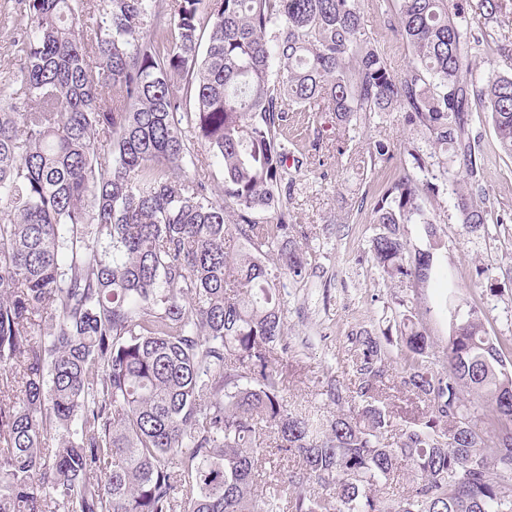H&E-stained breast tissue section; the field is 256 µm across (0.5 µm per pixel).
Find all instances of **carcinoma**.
<instances>
[{
	"label": "carcinoma",
	"mask_w": 512,
	"mask_h": 512,
	"mask_svg": "<svg viewBox=\"0 0 512 512\" xmlns=\"http://www.w3.org/2000/svg\"><path fill=\"white\" fill-rule=\"evenodd\" d=\"M21 4L20 87L0 90V376L20 385L0 389V512H512V362L481 309L455 319L443 371L424 323L398 313L403 384L428 401L401 428L379 400L389 330L355 337L330 419L288 411L281 367L287 289L314 276L283 202L289 112L346 129L399 111L420 130L360 163L399 159L373 263L386 283L426 282L447 245L423 200L454 195L469 233L512 223L472 131L487 118L512 157V76L482 85L470 67L502 52L492 34L448 0H397L398 76L358 0ZM215 163L220 189L189 176ZM464 387L485 398L483 430ZM270 444L293 465L261 484ZM401 468L406 492L377 494Z\"/></svg>",
	"instance_id": "carcinoma-1"
}]
</instances>
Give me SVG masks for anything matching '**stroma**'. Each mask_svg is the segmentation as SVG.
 Instances as JSON below:
<instances>
[{"mask_svg": "<svg viewBox=\"0 0 512 512\" xmlns=\"http://www.w3.org/2000/svg\"><path fill=\"white\" fill-rule=\"evenodd\" d=\"M381 0H359L365 32L377 40L392 70L403 73L410 53L389 25ZM488 158V187L497 210L512 214V157L498 152L491 123L477 121ZM341 132L331 112L293 114L288 136L294 143L289 169L296 186L288 201L295 223L308 227L310 237H295L296 247L316 269L309 288L290 289L285 305L288 387L284 398L290 412L313 417L329 415L322 390L328 378L348 384V358L354 333L389 330L388 377L382 399L397 425H405L425 408L424 399L402 383L403 355L398 308L416 313L430 335L432 367L444 369L443 351L451 333L452 309L479 307L490 336L512 359V223L489 237L467 235L459 224L452 200H428L424 206L437 215V229L448 250L445 265L457 286L455 296L442 301L443 279L425 283L387 285L368 255L373 234V208L381 186L394 175L391 167L373 172L359 168L356 159L376 143L399 146L414 138L401 113L374 117L350 132L345 153H337ZM490 268L499 283L497 295L480 288V268Z\"/></svg>", "mask_w": 512, "mask_h": 512, "instance_id": "35a3bbf8", "label": "stroma"}]
</instances>
